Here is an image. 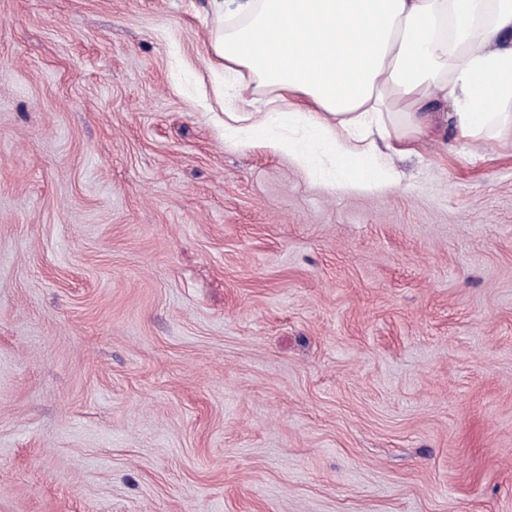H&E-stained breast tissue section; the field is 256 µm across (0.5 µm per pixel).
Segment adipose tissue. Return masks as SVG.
Returning <instances> with one entry per match:
<instances>
[{
	"mask_svg": "<svg viewBox=\"0 0 512 512\" xmlns=\"http://www.w3.org/2000/svg\"><path fill=\"white\" fill-rule=\"evenodd\" d=\"M214 22L213 66L269 89L312 136L266 145L333 168L342 190L398 186L393 159L432 136L433 100L464 145H512V0H242Z\"/></svg>",
	"mask_w": 512,
	"mask_h": 512,
	"instance_id": "1",
	"label": "adipose tissue"
}]
</instances>
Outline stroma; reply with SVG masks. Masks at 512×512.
Returning <instances> with one entry per match:
<instances>
[{
	"label": "stroma",
	"mask_w": 512,
	"mask_h": 512,
	"mask_svg": "<svg viewBox=\"0 0 512 512\" xmlns=\"http://www.w3.org/2000/svg\"><path fill=\"white\" fill-rule=\"evenodd\" d=\"M216 6L0 0V512H512V150L229 141Z\"/></svg>",
	"instance_id": "1"
}]
</instances>
